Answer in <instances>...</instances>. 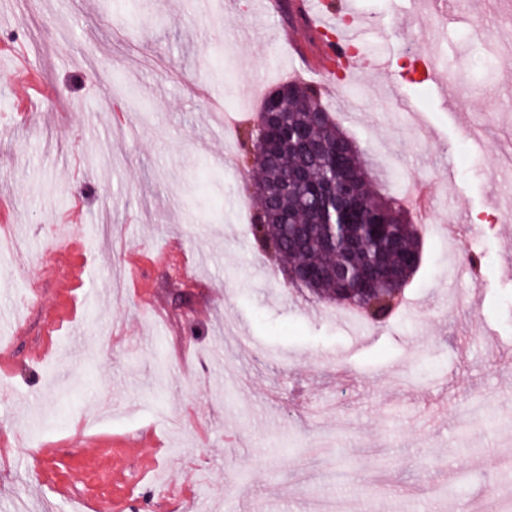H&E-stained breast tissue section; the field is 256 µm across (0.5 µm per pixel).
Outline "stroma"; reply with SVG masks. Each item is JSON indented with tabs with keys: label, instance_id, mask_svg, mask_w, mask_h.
<instances>
[{
	"label": "stroma",
	"instance_id": "35a3bbf8",
	"mask_svg": "<svg viewBox=\"0 0 512 512\" xmlns=\"http://www.w3.org/2000/svg\"><path fill=\"white\" fill-rule=\"evenodd\" d=\"M0 0V512H484L512 500V0L430 38L423 0H351L372 58L322 103L377 189L434 217L406 304L372 327L288 285L250 234L238 129L286 83L259 0ZM450 75L446 95L414 60ZM496 102L486 109V98ZM82 207L85 246L47 239ZM456 219L463 231L445 230ZM481 256L473 271L464 256ZM109 392L101 405V392ZM57 447L42 458L38 447ZM70 488L61 499L55 488Z\"/></svg>",
	"mask_w": 512,
	"mask_h": 512
}]
</instances>
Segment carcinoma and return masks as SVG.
<instances>
[{"mask_svg":"<svg viewBox=\"0 0 512 512\" xmlns=\"http://www.w3.org/2000/svg\"><path fill=\"white\" fill-rule=\"evenodd\" d=\"M318 101L316 86L291 81L279 99L268 94L261 103L263 109L276 105L283 113L281 124L254 125L241 133L255 160L252 219L265 224V237L295 281L334 303L336 289L347 287L341 276L346 267L357 277V287L371 289L379 302L363 321L384 324L395 314L394 305L386 302L391 277L408 280L415 272L408 262L420 249L418 230L398 203L370 190L364 153L332 113L308 111ZM333 190L347 196L344 224L358 246L349 255L329 240L327 229L313 223L319 204Z\"/></svg>","mask_w":512,"mask_h":512,"instance_id":"1","label":"carcinoma"}]
</instances>
